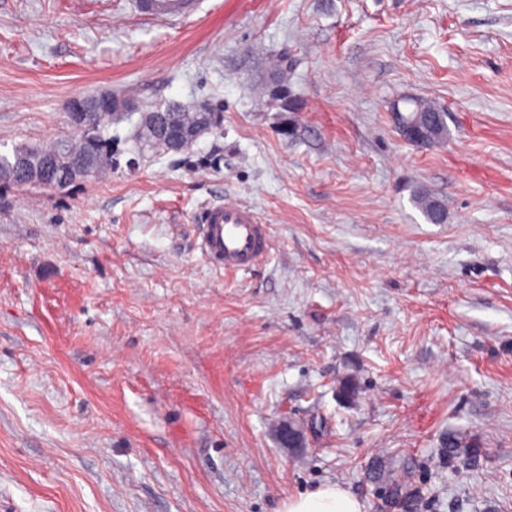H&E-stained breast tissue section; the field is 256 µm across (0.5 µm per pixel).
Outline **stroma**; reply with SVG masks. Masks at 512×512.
Listing matches in <instances>:
<instances>
[{"mask_svg": "<svg viewBox=\"0 0 512 512\" xmlns=\"http://www.w3.org/2000/svg\"><path fill=\"white\" fill-rule=\"evenodd\" d=\"M105 92L219 124L159 154L123 121L117 167L0 184V512H282L333 483L512 512V0H0L1 153ZM405 99L443 142L399 135ZM219 202L269 226L250 273L196 246ZM378 466L409 473L396 506ZM414 112H417L421 120L428 116H433L436 112L438 119L431 126H422L416 118L408 116L409 111L401 110L399 104L394 105L395 115L397 117V127L401 136L412 143L416 144H433L444 141L447 133L444 125V116L442 112L433 109L432 106L422 102L413 101Z\"/></svg>", "mask_w": 512, "mask_h": 512, "instance_id": "1", "label": "stroma"}]
</instances>
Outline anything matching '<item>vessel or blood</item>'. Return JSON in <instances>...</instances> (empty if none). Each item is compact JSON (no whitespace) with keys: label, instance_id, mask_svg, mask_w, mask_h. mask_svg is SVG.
<instances>
[{"label":"vessel or blood","instance_id":"obj_1","mask_svg":"<svg viewBox=\"0 0 512 512\" xmlns=\"http://www.w3.org/2000/svg\"><path fill=\"white\" fill-rule=\"evenodd\" d=\"M196 236L208 263L224 271L249 273L268 256L267 227L246 206H207L196 218Z\"/></svg>","mask_w":512,"mask_h":512}]
</instances>
